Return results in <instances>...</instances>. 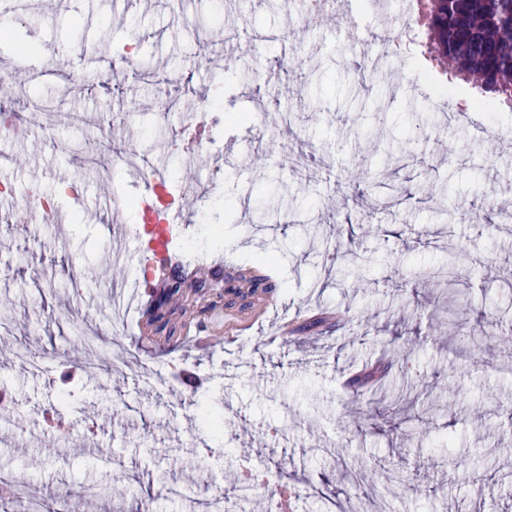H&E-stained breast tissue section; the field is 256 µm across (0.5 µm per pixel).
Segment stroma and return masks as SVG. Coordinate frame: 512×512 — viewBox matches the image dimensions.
Here are the masks:
<instances>
[{
	"instance_id": "1",
	"label": "stroma",
	"mask_w": 512,
	"mask_h": 512,
	"mask_svg": "<svg viewBox=\"0 0 512 512\" xmlns=\"http://www.w3.org/2000/svg\"><path fill=\"white\" fill-rule=\"evenodd\" d=\"M8 25L39 49L17 53L0 43V77L27 82L24 118L53 138L16 135L0 143V451L17 448L25 498L57 502L67 494L79 512H134L142 485L154 487L150 512H206L200 488L230 489L250 456L269 475L287 470L292 512H357V498L379 475L403 477L398 512H512V376L477 377L475 400L448 409L426 397L402 412L403 436L384 417L363 444H346L345 427L378 386L353 375L386 356L387 341L418 342L416 359L430 390L468 365L455 340L425 337L443 319L447 287L417 288L411 274L455 254L463 269L470 319L512 318V228L478 236L472 213L493 218L494 186L512 182V98L481 93L434 58L423 26L398 32L402 0H387L386 43L360 46L327 27L311 28L300 0H131L124 20L111 0H15ZM235 46L277 33L281 45L257 49L245 67L216 57L226 30ZM142 34L127 77L113 49ZM302 56L307 68L293 72ZM171 85V109L157 111L159 81ZM223 86L224 114L208 115L212 146L191 160L179 129L198 110L197 88ZM485 97L490 109L473 103ZM115 108L131 110L113 121ZM452 142L442 151L439 139ZM135 150L146 165L176 172L171 206L188 215L183 253H208L207 266L175 265L186 284L230 279L247 268L272 288L267 312L251 320L217 305L194 320L173 315V329H147L135 306L111 309L115 278L105 225L92 207L133 196L140 172L115 165L113 148ZM377 171L365 184V171ZM80 182L82 197L70 192ZM206 189L184 194L185 183ZM37 183L58 201L54 214L23 221L17 194ZM400 225L398 237L383 234ZM357 242L362 277L350 287L327 273L336 247ZM378 312L364 321L362 312ZM209 329L198 347L193 332ZM235 426L216 439L198 415L199 401ZM422 433V450L406 436ZM372 464L364 480L339 479L342 461ZM182 493L166 496L161 472ZM498 489L476 496L473 474Z\"/></svg>"
}]
</instances>
